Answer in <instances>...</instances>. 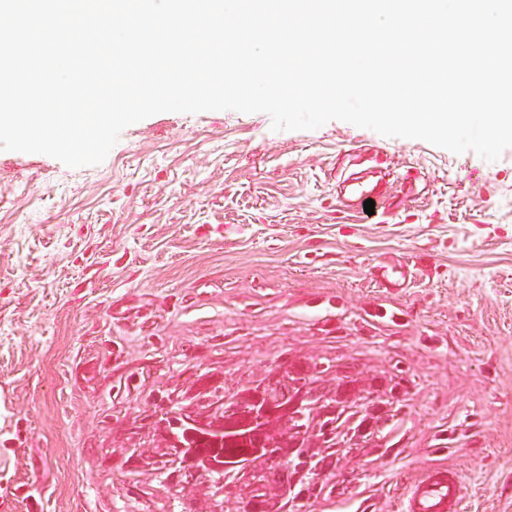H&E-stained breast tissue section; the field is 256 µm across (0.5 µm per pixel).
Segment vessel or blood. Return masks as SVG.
<instances>
[{"instance_id":"obj_1","label":"vessel or blood","mask_w":512,"mask_h":512,"mask_svg":"<svg viewBox=\"0 0 512 512\" xmlns=\"http://www.w3.org/2000/svg\"><path fill=\"white\" fill-rule=\"evenodd\" d=\"M393 189V180L385 177L374 181L355 180L346 185L344 198L351 210L360 212L366 200L382 204L391 196ZM412 276V268L404 262L378 265L375 274L377 283L384 288L403 287ZM462 499L460 474L445 465H432L408 482L402 512H460Z\"/></svg>"}]
</instances>
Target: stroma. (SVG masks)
Segmentation results:
<instances>
[{"label":"stroma","mask_w":512,"mask_h":512,"mask_svg":"<svg viewBox=\"0 0 512 512\" xmlns=\"http://www.w3.org/2000/svg\"><path fill=\"white\" fill-rule=\"evenodd\" d=\"M360 147L417 177L366 222L336 206ZM389 256L420 277L380 288ZM327 362L402 378L403 420L303 500L268 473L265 512H401L436 464L462 512H512V148L222 110L150 116L97 165L0 151V512H249L156 469L178 400Z\"/></svg>","instance_id":"1"}]
</instances>
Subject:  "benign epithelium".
Returning a JSON list of instances; mask_svg holds the SVG:
<instances>
[{
  "instance_id": "benign-epithelium-1",
  "label": "benign epithelium",
  "mask_w": 512,
  "mask_h": 512,
  "mask_svg": "<svg viewBox=\"0 0 512 512\" xmlns=\"http://www.w3.org/2000/svg\"><path fill=\"white\" fill-rule=\"evenodd\" d=\"M330 373L336 374V387L319 389L320 378ZM402 391L399 380L367 392L338 365L288 370L246 398L230 391L208 397L202 405L209 412L207 419L185 411L184 439L170 437L157 464L191 480L207 471L220 490L244 485L257 492L261 476L248 471V466L252 459L261 458L271 469L288 468L291 487L317 484L330 459L375 445L385 439L387 429L396 427L402 416L398 407ZM275 421L283 422L285 429L273 431ZM208 433L224 434L226 443H243L245 451L230 448L222 455H205L183 443ZM286 446L320 448L322 454L301 452L297 461L286 462L279 453Z\"/></svg>"
}]
</instances>
